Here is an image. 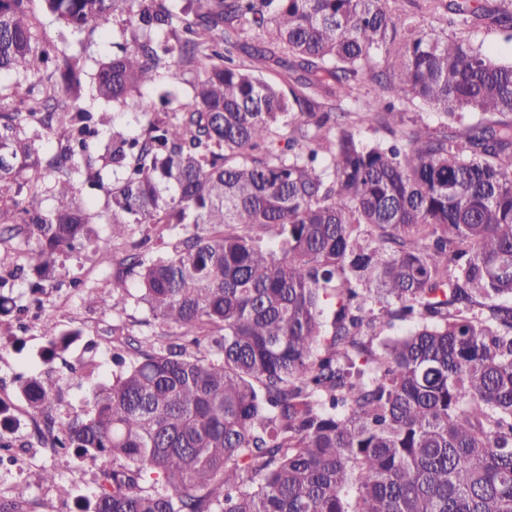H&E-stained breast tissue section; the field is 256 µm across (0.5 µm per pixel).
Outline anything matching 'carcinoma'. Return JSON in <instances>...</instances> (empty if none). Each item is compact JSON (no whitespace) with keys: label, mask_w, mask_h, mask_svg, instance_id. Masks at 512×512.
Segmentation results:
<instances>
[{"label":"carcinoma","mask_w":512,"mask_h":512,"mask_svg":"<svg viewBox=\"0 0 512 512\" xmlns=\"http://www.w3.org/2000/svg\"><path fill=\"white\" fill-rule=\"evenodd\" d=\"M391 1L41 0L62 42L121 19L90 73L40 40L31 0H0V75L27 84L0 110V224L25 245L11 275L40 289L66 254L124 253L99 306L120 313L130 276L144 323L174 330L113 337L112 381L81 417L52 379L20 384L54 413L40 484L69 496L74 455L96 468L83 512H512V62ZM428 2L512 32L509 0ZM281 50L286 92L260 67ZM173 64L192 94L147 106ZM368 74L374 95L336 111ZM397 100L443 121L406 125ZM395 321L410 327L384 336ZM43 328L53 359L82 335Z\"/></svg>","instance_id":"1"}]
</instances>
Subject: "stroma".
I'll return each instance as SVG.
<instances>
[{"mask_svg":"<svg viewBox=\"0 0 512 512\" xmlns=\"http://www.w3.org/2000/svg\"><path fill=\"white\" fill-rule=\"evenodd\" d=\"M455 30L472 33L501 62L512 61V40L488 21L473 18L467 25H456ZM14 263L13 253H6L5 263L1 265L6 276L0 281V291L15 297L24 312L11 314V333H0V394L16 396L20 379L50 375L62 387V405L71 415H83L92 386L112 378L113 329L141 335L146 330V313L129 301L122 316L115 317L95 304L97 291L122 277L123 268L118 264L102 267L92 254L64 257L65 277L61 282L45 284L42 292L36 294L32 293L28 280L12 278ZM45 312L52 314L61 327L82 331L78 340L50 363L43 359L47 339L39 319ZM17 437L29 439V457L22 471L10 475L8 495L24 491L27 498L36 502L34 512H68L69 502L60 500L53 488L35 481L38 471L53 464L52 451L34 442L33 429H21Z\"/></svg>","mask_w":512,"mask_h":512,"instance_id":"35a3bbf8","label":"stroma"}]
</instances>
